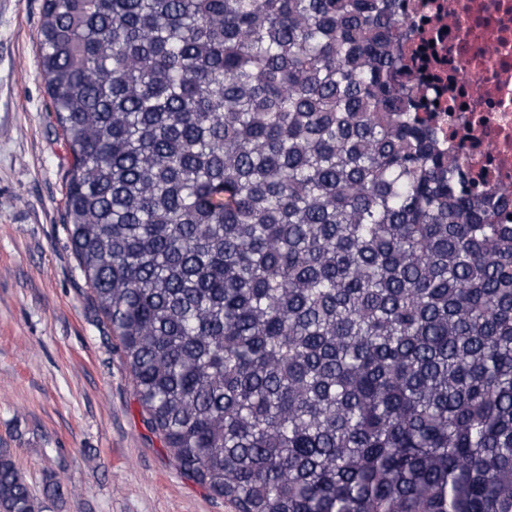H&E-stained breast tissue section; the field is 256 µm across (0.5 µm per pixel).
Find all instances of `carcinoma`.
<instances>
[{
	"label": "carcinoma",
	"instance_id": "cac0c4a2",
	"mask_svg": "<svg viewBox=\"0 0 512 512\" xmlns=\"http://www.w3.org/2000/svg\"><path fill=\"white\" fill-rule=\"evenodd\" d=\"M404 2L43 0L78 269L234 512H512L508 196L414 119Z\"/></svg>",
	"mask_w": 512,
	"mask_h": 512
}]
</instances>
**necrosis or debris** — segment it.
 Segmentation results:
<instances>
[{"label":"necrosis or debris","instance_id":"necrosis-or-debris-1","mask_svg":"<svg viewBox=\"0 0 512 512\" xmlns=\"http://www.w3.org/2000/svg\"><path fill=\"white\" fill-rule=\"evenodd\" d=\"M421 112L483 190L512 193V0H409Z\"/></svg>","mask_w":512,"mask_h":512}]
</instances>
